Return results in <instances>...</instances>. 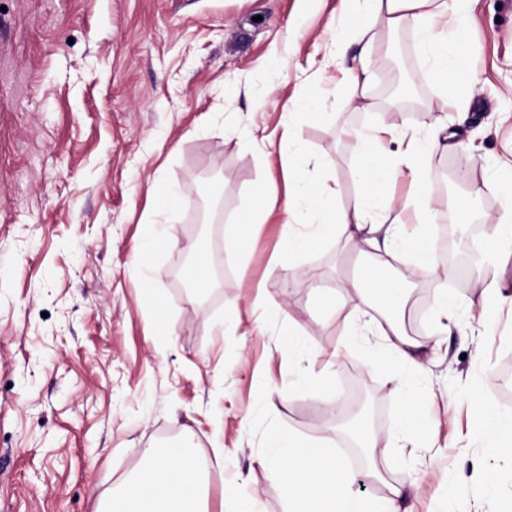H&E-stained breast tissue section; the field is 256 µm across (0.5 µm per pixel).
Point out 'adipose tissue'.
<instances>
[{
	"mask_svg": "<svg viewBox=\"0 0 512 512\" xmlns=\"http://www.w3.org/2000/svg\"><path fill=\"white\" fill-rule=\"evenodd\" d=\"M365 2L366 13L356 22L359 36H366L371 20L378 18L393 27L414 26L435 74H449L459 84H470L472 75L465 55L449 52L439 27L444 18L453 27H462L463 15L457 10L460 0ZM390 140L395 141V150H385L384 144ZM439 150L467 153L471 146L437 137L425 142L414 137L398 141L391 128H376L362 139L368 162L360 171L362 190L353 213L335 210L336 189L331 185H323L315 193L295 185L294 191L303 196L312 220L304 232L288 227L289 251H308L315 240L336 234L344 236L351 250H359L360 233L375 221L370 202L394 178V163L404 164L422 187L428 180L427 158ZM268 445L275 450L268 465L285 492L287 512H399L396 500L370 502L355 495L351 473L328 444L278 431L270 436ZM143 455L145 467L113 496L107 512H205L200 495L201 465L191 442L176 448L149 447Z\"/></svg>",
	"mask_w": 512,
	"mask_h": 512,
	"instance_id": "1",
	"label": "adipose tissue"
}]
</instances>
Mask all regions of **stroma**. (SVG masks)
Returning <instances> with one entry per match:
<instances>
[{"label":"stroma","mask_w":512,"mask_h":512,"mask_svg":"<svg viewBox=\"0 0 512 512\" xmlns=\"http://www.w3.org/2000/svg\"><path fill=\"white\" fill-rule=\"evenodd\" d=\"M341 0H0V512H98L141 466V451L190 438L208 471L209 512H234L224 486L284 512L266 442L278 430L330 443L363 495L398 497L407 512H512V467L473 431L476 402L512 411V305L484 318L489 285L512 296V258L491 254L449 270L438 227L450 198L478 220L459 223L473 250L512 186V0H478L461 50L475 75L461 108L446 103L410 27L373 23L365 38L337 34ZM367 54L371 78L345 88ZM321 115L291 122L296 99ZM469 140L472 159L433 153L425 195L401 175L385 195L411 197L408 221L435 254L407 283L404 325L422 339L410 374L378 333L361 335L365 305L352 288L356 259L343 237L305 253L283 246L288 218L286 130L311 164L304 183L336 188L352 212L363 162L356 134L374 127ZM326 157L330 166H319ZM220 180L208 231L215 271L203 298L171 282L182 238L198 232L191 192ZM178 191V208L158 197ZM294 215H287L286 206ZM265 214L241 255L227 251L249 211ZM151 249L149 265L140 256ZM151 279L154 296L140 291ZM277 315L264 320L251 286ZM447 285L453 326L428 297ZM347 302L331 308L328 289ZM164 315L168 329L155 327ZM305 348L286 347L289 330ZM331 379L318 397L303 382ZM415 388L428 447L403 448L396 384ZM373 399L377 467L365 470L348 429L325 409ZM497 465L494 485L482 468Z\"/></svg>","instance_id":"1"}]
</instances>
